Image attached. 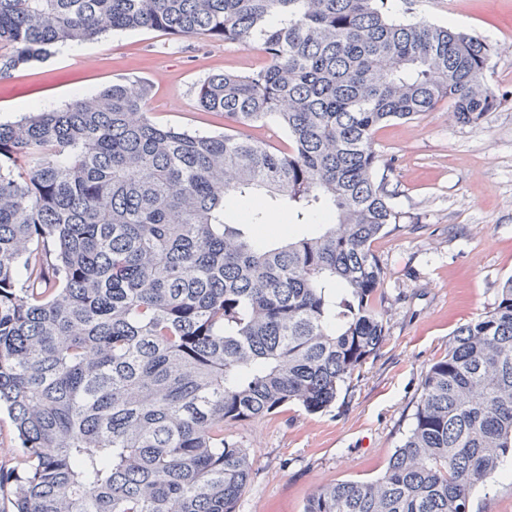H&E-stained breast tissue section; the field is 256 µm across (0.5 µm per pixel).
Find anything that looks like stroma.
<instances>
[{"label":"stroma","instance_id":"stroma-1","mask_svg":"<svg viewBox=\"0 0 512 512\" xmlns=\"http://www.w3.org/2000/svg\"><path fill=\"white\" fill-rule=\"evenodd\" d=\"M388 5L394 16L410 12L486 41L494 50L486 83L512 91V0ZM262 62L255 46L110 31L71 53L54 45L1 74L0 123L141 78L153 85L149 108L158 123L219 133L223 119L198 105L200 81L212 73H248ZM373 149L391 163L387 188L404 215L373 245L385 269L386 341L327 412L312 415L293 405L232 427L253 459L239 512H303L318 487L381 473L409 428L426 368L444 355L456 327L493 306L512 276V101L476 126L456 123L450 108L439 105L421 119L381 127ZM473 512H512V455L476 492Z\"/></svg>","mask_w":512,"mask_h":512}]
</instances>
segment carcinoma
Listing matches in <instances>:
<instances>
[{"label":"carcinoma","instance_id":"obj_1","mask_svg":"<svg viewBox=\"0 0 512 512\" xmlns=\"http://www.w3.org/2000/svg\"><path fill=\"white\" fill-rule=\"evenodd\" d=\"M254 44L200 106L241 132L157 124L138 79L0 123V408L20 464L9 512H237L253 462L224 428L310 414L384 345L373 243L400 221L372 137L446 102L477 125L506 94L492 48L384 0H0V74L109 30ZM263 196L315 230L271 246L228 214ZM512 455V276L426 369L374 479L303 512H472ZM243 131L252 138L275 145L283 143L286 139L284 130L272 121L267 122L264 125L256 124L255 126L248 127Z\"/></svg>","mask_w":512,"mask_h":512}]
</instances>
